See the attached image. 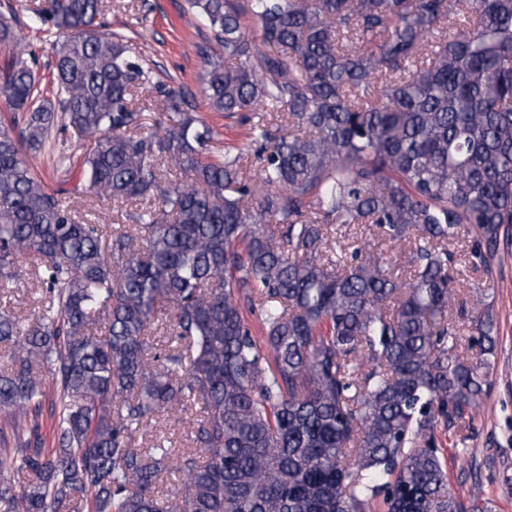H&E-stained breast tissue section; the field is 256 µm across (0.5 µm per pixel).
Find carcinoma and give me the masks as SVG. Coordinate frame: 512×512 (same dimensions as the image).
<instances>
[{"instance_id":"1","label":"carcinoma","mask_w":512,"mask_h":512,"mask_svg":"<svg viewBox=\"0 0 512 512\" xmlns=\"http://www.w3.org/2000/svg\"><path fill=\"white\" fill-rule=\"evenodd\" d=\"M187 2L222 49H201L208 107L249 113L222 159L182 92L96 30L101 0L34 13L58 35L57 106L0 15V97L24 124L0 129V282L25 259L46 284L34 318L0 308V471L21 477L0 480V512H491L449 489L435 431L493 389V305L466 308L456 283L460 265L489 271L512 224V0ZM148 86L176 118L136 137ZM60 119L95 143L78 191L160 206L79 221L23 157ZM334 224L414 241L412 271L355 243L328 256ZM189 407L193 450L136 445Z\"/></svg>"}]
</instances>
